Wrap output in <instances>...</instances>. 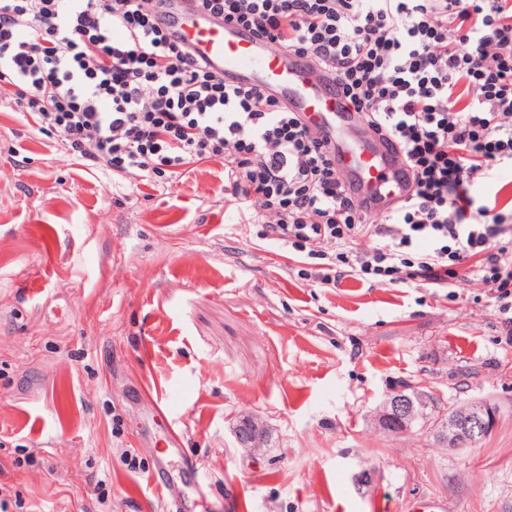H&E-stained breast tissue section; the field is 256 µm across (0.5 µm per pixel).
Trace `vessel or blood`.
I'll return each instance as SVG.
<instances>
[{
	"label": "vessel or blood",
	"instance_id": "1",
	"mask_svg": "<svg viewBox=\"0 0 512 512\" xmlns=\"http://www.w3.org/2000/svg\"><path fill=\"white\" fill-rule=\"evenodd\" d=\"M161 12L171 39L202 59L226 85L255 88L300 113L334 152L348 192L365 209L408 195L412 175L402 150L381 143L362 113L343 100L331 70L239 28L199 0H164Z\"/></svg>",
	"mask_w": 512,
	"mask_h": 512
}]
</instances>
